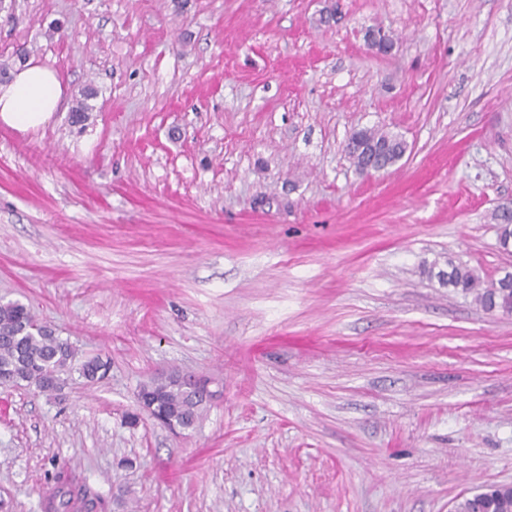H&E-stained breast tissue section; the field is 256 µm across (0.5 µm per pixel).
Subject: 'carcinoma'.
<instances>
[{"mask_svg": "<svg viewBox=\"0 0 512 512\" xmlns=\"http://www.w3.org/2000/svg\"><path fill=\"white\" fill-rule=\"evenodd\" d=\"M359 134L368 141L387 147L378 158L383 168L395 164L401 154L400 140L379 129H362ZM448 278L442 283L465 294H471L483 308L512 311V288L494 289L482 285L474 271L463 263L448 262ZM110 362L99 356L78 359L75 346L56 335L41 322L31 309L18 301H0V385L33 386L42 392L61 390L73 375L88 382L107 376ZM142 390L159 397L161 412L178 418L194 428L206 409L196 394L184 388L174 376L142 384ZM44 512H100L104 505L98 495L82 480L63 471L57 475L56 486L45 499Z\"/></svg>", "mask_w": 512, "mask_h": 512, "instance_id": "obj_1", "label": "carcinoma"}]
</instances>
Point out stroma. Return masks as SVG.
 Masks as SVG:
<instances>
[{"mask_svg": "<svg viewBox=\"0 0 512 512\" xmlns=\"http://www.w3.org/2000/svg\"><path fill=\"white\" fill-rule=\"evenodd\" d=\"M21 48L63 98L0 122V299L112 365L0 386V512H43L62 467L104 512H454L512 484V316L427 273L512 272V0H0V67ZM363 128L405 157L357 173ZM174 369L216 393L180 435L137 402ZM355 134H361L366 141L372 142L377 145H389L383 157L377 159V161L382 165L384 169L388 168L389 166H392L399 160L402 154V146L399 139L389 136L387 135L388 133L379 129H362L354 132L350 137L348 143L346 144V152L348 158L356 171L363 172L364 168L368 163V159L363 153L350 150L349 142L352 140V137Z\"/></svg>", "mask_w": 512, "mask_h": 512, "instance_id": "35a3bbf8", "label": "stroma"}]
</instances>
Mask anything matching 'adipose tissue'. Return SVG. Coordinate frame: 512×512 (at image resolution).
I'll use <instances>...</instances> for the list:
<instances>
[{"mask_svg": "<svg viewBox=\"0 0 512 512\" xmlns=\"http://www.w3.org/2000/svg\"><path fill=\"white\" fill-rule=\"evenodd\" d=\"M62 95L60 82L49 68L27 62L0 84V121L26 130L47 123Z\"/></svg>", "mask_w": 512, "mask_h": 512, "instance_id": "obj_1", "label": "adipose tissue"}]
</instances>
